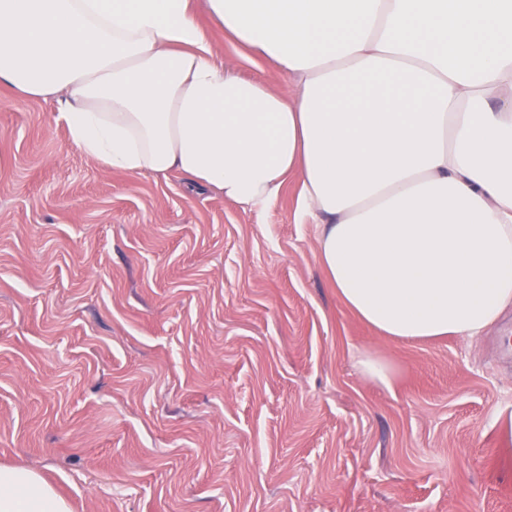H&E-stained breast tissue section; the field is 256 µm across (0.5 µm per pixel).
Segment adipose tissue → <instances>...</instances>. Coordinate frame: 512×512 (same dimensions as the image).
I'll use <instances>...</instances> for the list:
<instances>
[{"instance_id":"1","label":"adipose tissue","mask_w":512,"mask_h":512,"mask_svg":"<svg viewBox=\"0 0 512 512\" xmlns=\"http://www.w3.org/2000/svg\"><path fill=\"white\" fill-rule=\"evenodd\" d=\"M279 86L215 61L195 0H0V85L74 145L264 210L288 176L337 299L394 341L512 309V0H205ZM0 512H69L0 467Z\"/></svg>"}]
</instances>
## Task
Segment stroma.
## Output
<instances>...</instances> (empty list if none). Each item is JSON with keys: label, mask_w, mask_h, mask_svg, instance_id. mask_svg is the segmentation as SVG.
<instances>
[{"label": "stroma", "mask_w": 512, "mask_h": 512, "mask_svg": "<svg viewBox=\"0 0 512 512\" xmlns=\"http://www.w3.org/2000/svg\"><path fill=\"white\" fill-rule=\"evenodd\" d=\"M296 207L103 168L1 88L0 466L71 512H512V311L379 336ZM360 369L364 375L382 385L390 388L392 385V372L390 367L372 353L365 351L360 354L358 360Z\"/></svg>", "instance_id": "1"}]
</instances>
